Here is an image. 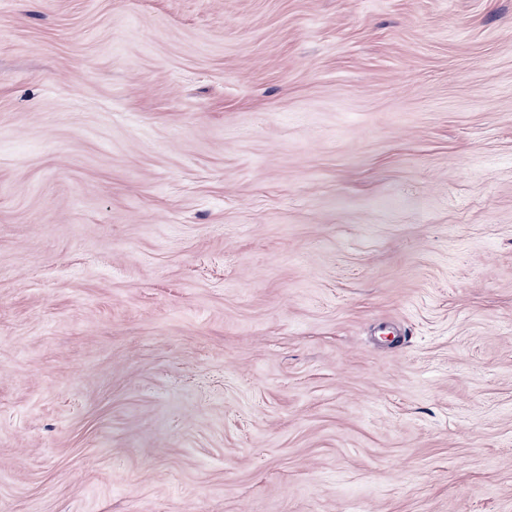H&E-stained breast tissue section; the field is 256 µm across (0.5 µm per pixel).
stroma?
<instances>
[{
    "label": "stroma",
    "instance_id": "obj_1",
    "mask_svg": "<svg viewBox=\"0 0 512 512\" xmlns=\"http://www.w3.org/2000/svg\"><path fill=\"white\" fill-rule=\"evenodd\" d=\"M0 512H512V0H0Z\"/></svg>",
    "mask_w": 512,
    "mask_h": 512
}]
</instances>
